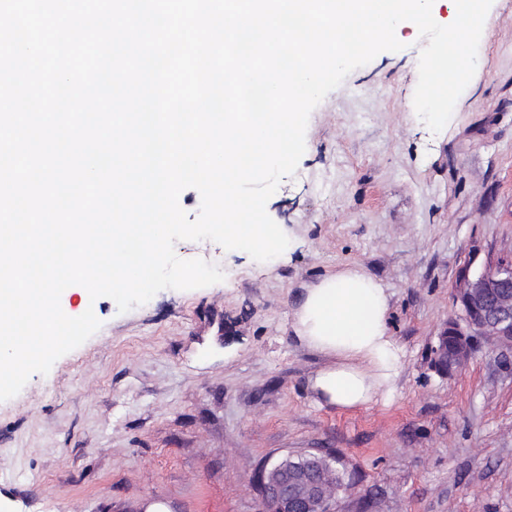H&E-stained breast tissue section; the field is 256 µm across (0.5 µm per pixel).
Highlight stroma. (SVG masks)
Returning a JSON list of instances; mask_svg holds the SVG:
<instances>
[{
	"label": "stroma",
	"instance_id": "obj_1",
	"mask_svg": "<svg viewBox=\"0 0 512 512\" xmlns=\"http://www.w3.org/2000/svg\"><path fill=\"white\" fill-rule=\"evenodd\" d=\"M476 72L434 133L413 96L415 24L311 112L306 150L266 204L289 237L257 262L210 240L176 255L222 282L165 289L118 313L73 285L100 329L0 401V512H262L256 472L287 454L340 458L337 512H512V377L481 345L431 367L464 263L512 258V0H493ZM348 266L390 295L404 358L391 398L343 410L308 381L325 357L292 313L306 285Z\"/></svg>",
	"mask_w": 512,
	"mask_h": 512
}]
</instances>
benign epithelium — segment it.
Wrapping results in <instances>:
<instances>
[{
  "label": "benign epithelium",
  "mask_w": 512,
  "mask_h": 512,
  "mask_svg": "<svg viewBox=\"0 0 512 512\" xmlns=\"http://www.w3.org/2000/svg\"><path fill=\"white\" fill-rule=\"evenodd\" d=\"M473 262L458 274L454 299L458 316L448 321L432 348V366L450 375L462 369L483 338L499 350L498 367L512 374V261L477 272ZM327 457L285 455L255 474L265 512H336V489L319 478Z\"/></svg>",
  "instance_id": "benign-epithelium-1"
}]
</instances>
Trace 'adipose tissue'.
Segmentation results:
<instances>
[{
  "label": "adipose tissue",
  "instance_id": "adipose-tissue-1",
  "mask_svg": "<svg viewBox=\"0 0 512 512\" xmlns=\"http://www.w3.org/2000/svg\"><path fill=\"white\" fill-rule=\"evenodd\" d=\"M389 310L387 288L356 268L307 287L292 328L328 358L311 381L320 401L357 409L390 397L402 350L388 331Z\"/></svg>",
  "mask_w": 512,
  "mask_h": 512
}]
</instances>
